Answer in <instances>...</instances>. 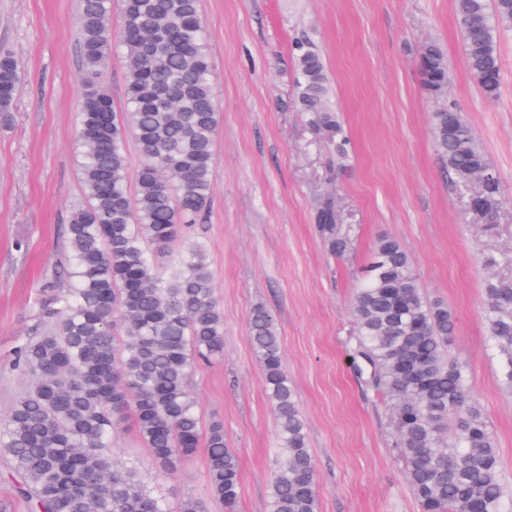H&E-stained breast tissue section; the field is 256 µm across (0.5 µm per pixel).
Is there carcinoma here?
<instances>
[{
    "instance_id": "1",
    "label": "carcinoma",
    "mask_w": 512,
    "mask_h": 512,
    "mask_svg": "<svg viewBox=\"0 0 512 512\" xmlns=\"http://www.w3.org/2000/svg\"><path fill=\"white\" fill-rule=\"evenodd\" d=\"M469 74L487 100L498 98V35L512 31V0H454ZM126 108L116 111L99 78L112 57V0H80L83 101L76 145L84 200L65 228L71 283L51 330L19 346L14 363L29 390L0 418V452L21 476L19 493L36 512H171L137 466L114 458L112 438L129 419L159 471L173 474L205 447L214 498L233 512L239 463L218 421L203 427L187 379L197 359L224 353V312L202 245L192 244L167 275L155 257L205 220L212 193L214 136L220 122L216 75L199 0H121ZM299 100L339 159L348 138L327 103L321 56L295 43ZM426 90L445 94L447 63L435 43L420 54ZM19 63L0 50V123L11 119ZM443 162L460 187L483 170L487 156L468 122L452 108L435 113ZM133 132L143 152L126 165ZM135 184V195L128 191ZM497 175L484 181L486 215L500 203ZM317 232L343 256L350 240L331 203ZM488 341L512 391V277L485 288ZM356 355L370 384L390 403L394 448L420 512H508V484L488 420L467 397L463 364L452 353L455 316L430 301L407 252L380 239L349 304ZM250 342L277 416V467L270 512H318L315 468L294 390L284 371L271 315L254 310Z\"/></svg>"
}]
</instances>
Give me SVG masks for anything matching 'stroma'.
Wrapping results in <instances>:
<instances>
[{"label": "stroma", "instance_id": "1", "mask_svg": "<svg viewBox=\"0 0 512 512\" xmlns=\"http://www.w3.org/2000/svg\"><path fill=\"white\" fill-rule=\"evenodd\" d=\"M79 0H0V48L21 65L13 121L0 126V417L29 388L16 348L52 322L49 287L65 257L69 211L83 194L75 140L83 94ZM221 113L213 193L194 236L224 312V354L198 363L189 386L204 421L221 420L240 467L230 512H268L277 418L250 340L254 309L273 317L319 477V512H419L393 449L390 406L351 360L349 301L379 238L408 253L423 292L456 317L452 350L486 414L512 484V393L487 343L485 283L512 274V31L498 40L501 94L470 78L453 0H200ZM321 55L330 101L349 138L343 166L302 112L296 41ZM448 63L441 98L417 66L428 42ZM454 106L472 127L502 195L494 232L467 213L444 166L433 119ZM332 203L351 240L342 257L320 240ZM498 263L488 266L487 256ZM115 457L134 462L170 504L212 498L204 451L160 473L133 422Z\"/></svg>", "mask_w": 512, "mask_h": 512}]
</instances>
